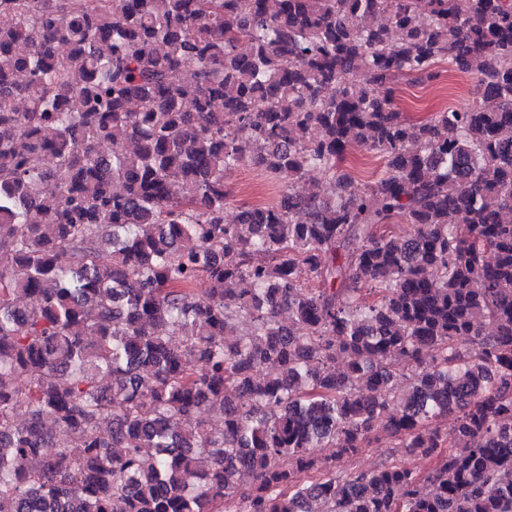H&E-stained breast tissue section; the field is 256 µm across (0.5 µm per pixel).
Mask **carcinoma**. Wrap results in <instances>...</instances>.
<instances>
[{
    "label": "carcinoma",
    "mask_w": 512,
    "mask_h": 512,
    "mask_svg": "<svg viewBox=\"0 0 512 512\" xmlns=\"http://www.w3.org/2000/svg\"><path fill=\"white\" fill-rule=\"evenodd\" d=\"M0 254V512H512V0H0ZM442 66L441 75L434 82L403 85L397 92L399 107L410 122L424 121L436 112L463 107L470 102L476 79ZM455 79L462 80L460 87L455 85ZM365 167L371 168L369 175L363 173ZM383 168V162L369 154L362 153L358 150H351L347 153L346 162L343 169L349 172L355 180L359 182L369 181L376 177L377 172ZM224 181L230 191L226 218L231 220L237 209L250 205L254 198L262 197L264 204L276 203L282 187L265 174L252 167L241 166L228 171Z\"/></svg>",
    "instance_id": "carcinoma-1"
}]
</instances>
